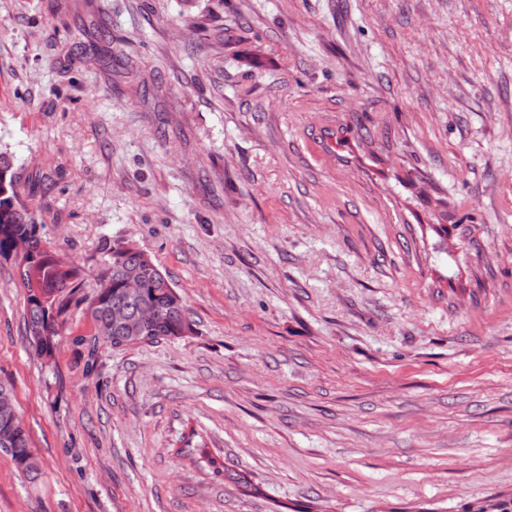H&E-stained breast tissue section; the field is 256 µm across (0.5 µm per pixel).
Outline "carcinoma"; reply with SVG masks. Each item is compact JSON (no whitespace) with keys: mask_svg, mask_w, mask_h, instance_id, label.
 <instances>
[{"mask_svg":"<svg viewBox=\"0 0 512 512\" xmlns=\"http://www.w3.org/2000/svg\"><path fill=\"white\" fill-rule=\"evenodd\" d=\"M42 226L39 209L20 198L13 157L0 151V258L16 262L27 288V336L38 355L55 354L73 307L83 309L94 339L113 348L132 346L126 331L111 320L115 303L122 304L132 317L145 305L153 306L156 320L143 331L147 344L172 338L184 322L190 321L170 278L148 254L133 247L122 250L120 261L112 259L113 251L121 246L119 240L104 243L106 258L96 273V290L91 296L82 294L84 271L57 257ZM131 274L144 282L140 298L124 295L123 281ZM0 451L10 456L15 468L30 482L40 480L41 464L27 432L8 436L0 429ZM470 512H512V498L489 496L474 502Z\"/></svg>","mask_w":512,"mask_h":512,"instance_id":"obj_1","label":"carcinoma"}]
</instances>
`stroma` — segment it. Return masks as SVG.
I'll return each mask as SVG.
<instances>
[{"label":"stroma","instance_id":"1","mask_svg":"<svg viewBox=\"0 0 512 512\" xmlns=\"http://www.w3.org/2000/svg\"><path fill=\"white\" fill-rule=\"evenodd\" d=\"M0 148L85 294L124 239L194 322L48 364L0 259V512L512 495V0H0ZM0 414L3 423L11 430H25L18 422L13 400L9 396H0ZM8 448H13L9 451ZM0 451L10 456L15 468L20 471L31 483L38 482L42 476L41 464L36 455L30 437L25 431L17 436L3 434L0 428Z\"/></svg>","mask_w":512,"mask_h":512}]
</instances>
